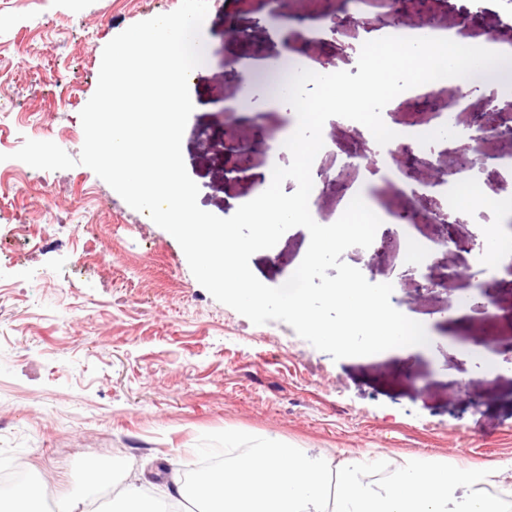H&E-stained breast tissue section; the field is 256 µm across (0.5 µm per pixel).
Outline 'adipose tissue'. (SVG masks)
<instances>
[{"instance_id": "ef3b65f1", "label": "adipose tissue", "mask_w": 512, "mask_h": 512, "mask_svg": "<svg viewBox=\"0 0 512 512\" xmlns=\"http://www.w3.org/2000/svg\"><path fill=\"white\" fill-rule=\"evenodd\" d=\"M362 40L372 54L403 50V64L419 78L402 92L421 97L431 93L430 74L437 66L470 64L475 80L494 86L512 55L488 39L464 47L452 30L387 24L363 31ZM250 439L244 431L225 430L223 468L200 471L192 481L169 471L177 502L192 499L198 488L206 512H512V483L493 467L406 458L381 480L363 456L344 451L334 462L314 460L278 438L243 451ZM488 486L500 487V496L486 495Z\"/></svg>"}]
</instances>
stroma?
I'll list each match as a JSON object with an SVG mask.
<instances>
[{"label":"stroma","mask_w":512,"mask_h":512,"mask_svg":"<svg viewBox=\"0 0 512 512\" xmlns=\"http://www.w3.org/2000/svg\"><path fill=\"white\" fill-rule=\"evenodd\" d=\"M181 0H0V138L12 154L25 139L52 141L79 157L80 112L94 94L105 45L129 26L176 10ZM334 0H279V17L265 0H208L200 39L213 57L190 76L193 111L182 138L198 204L229 217L228 199L249 201L260 183L224 176V141H250L252 126L223 104L244 102L259 114L262 146L250 166L289 165L283 142L296 129L293 108L276 99L275 74L248 79L227 60L261 55L289 59L293 70L311 62L328 72L355 71L366 25L386 17V0H356L353 22L314 32L304 16ZM440 24L474 42L492 35L512 44V14L501 0H430ZM433 97L388 103L382 119L395 131H426L413 179L402 180L390 146L378 145L362 124L326 121L324 146L313 164L321 180L310 213L335 222L348 201L333 182L347 164L346 147L363 142L373 166L358 165L350 188L370 197L390 219L398 241L388 253L352 247L342 259L372 283H389L398 309L424 317L437 341L426 353L333 360L286 323L253 324L216 301L194 278L175 238L132 209L89 167L42 170L12 159L18 189L0 195V472L19 467L40 482L44 512L79 495L90 467L119 461L116 486L150 481L175 468L224 456V431L243 429L255 441L277 437L309 456L347 450L379 456L380 468L402 458L452 463L459 459L499 468L512 480V318L458 316L472 291L469 273L478 245L495 224L512 223L505 209L460 201L454 188L433 186L437 169L470 158L469 181L512 190L511 169H490L491 158L512 164V140H476L465 115L487 107L512 113V91L471 81L469 70L432 73ZM453 149H441V139ZM447 214L467 251L444 248L422 220L399 229L404 211ZM429 245L424 262L410 260L407 238ZM307 229L286 231L250 265L265 285L285 283L304 258ZM446 282L417 290L427 267ZM495 347L505 366L493 377L460 357L461 345ZM470 372L465 384L452 381Z\"/></svg>","instance_id":"obj_1"}]
</instances>
